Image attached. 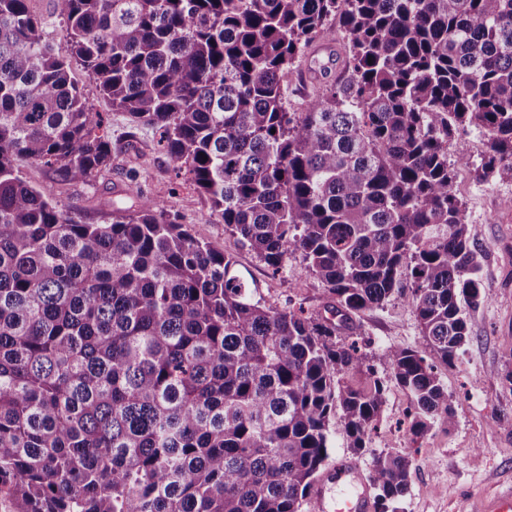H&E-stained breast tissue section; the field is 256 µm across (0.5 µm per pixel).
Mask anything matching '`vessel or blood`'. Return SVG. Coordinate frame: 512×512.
Instances as JSON below:
<instances>
[{
  "instance_id": "b4317fda",
  "label": "vessel or blood",
  "mask_w": 512,
  "mask_h": 512,
  "mask_svg": "<svg viewBox=\"0 0 512 512\" xmlns=\"http://www.w3.org/2000/svg\"><path fill=\"white\" fill-rule=\"evenodd\" d=\"M318 512H373L370 486L360 465L344 461L327 470L313 489ZM478 512H512V484L496 490Z\"/></svg>"
}]
</instances>
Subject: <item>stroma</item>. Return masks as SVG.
<instances>
[{
    "mask_svg": "<svg viewBox=\"0 0 512 512\" xmlns=\"http://www.w3.org/2000/svg\"><path fill=\"white\" fill-rule=\"evenodd\" d=\"M71 76L109 119L112 170L91 189L58 183L50 171L23 160L19 168L26 181L49 200L76 208L86 223L104 224L111 221L113 206H127L118 190L127 184L129 169L138 168L143 194L163 200L195 238L230 254L247 280L258 285L268 305L300 303L309 314L324 315L328 303L324 287L303 272L300 256H290L279 273H272L225 227L188 177H176L175 164L159 147L153 128L132 127L127 115L113 109L80 65H72ZM486 150L484 138L473 131L456 133L448 146V158L456 163L455 191L465 205L486 295L471 313L470 336L458 359L450 366L436 365L454 401L453 426L436 424L422 437L411 439L406 432L408 398L392 383L379 429L367 448L359 452L348 448L343 426L331 428L332 460L346 457L367 470L376 456L386 452L412 456L400 512H458L462 502L481 497L489 485L512 481V383L505 379L512 372V177L477 180L474 167ZM461 151L469 164H457ZM350 336L363 342V351L374 365L392 346L427 348L415 311L402 298L361 313Z\"/></svg>",
    "mask_w": 512,
    "mask_h": 512,
    "instance_id": "35a3bbf8",
    "label": "stroma"
}]
</instances>
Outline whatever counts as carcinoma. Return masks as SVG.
Returning <instances> with one entry per match:
<instances>
[{"label": "carcinoma", "instance_id": "1", "mask_svg": "<svg viewBox=\"0 0 512 512\" xmlns=\"http://www.w3.org/2000/svg\"><path fill=\"white\" fill-rule=\"evenodd\" d=\"M29 2L0 0V512H304L330 426L359 451L385 403L353 316L403 297L451 364L484 300L448 142L474 130L477 179L512 173V0H54L66 57ZM318 39L339 72L293 112ZM74 61L272 272L300 255L330 316L266 305L136 186L109 224L31 186L20 158L112 168ZM382 360L411 437L453 423L421 351ZM411 467L373 460L376 512ZM307 67L308 63L306 59H303L299 66V75H296L288 86V107L294 112H301L305 101L314 95L319 87L315 82L307 81L305 78Z\"/></svg>", "mask_w": 512, "mask_h": 512}]
</instances>
